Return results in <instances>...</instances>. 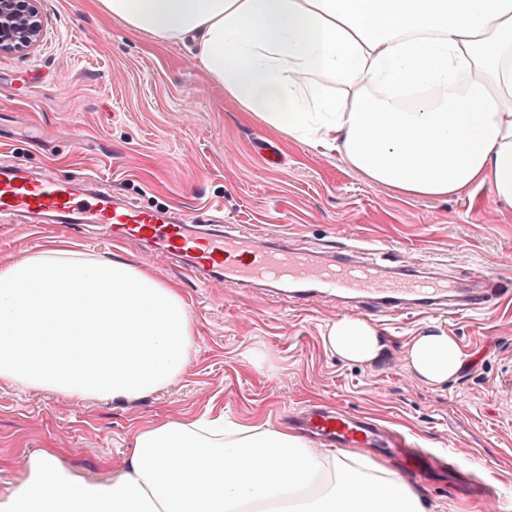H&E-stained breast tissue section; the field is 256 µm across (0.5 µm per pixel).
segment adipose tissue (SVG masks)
<instances>
[{
    "mask_svg": "<svg viewBox=\"0 0 512 512\" xmlns=\"http://www.w3.org/2000/svg\"><path fill=\"white\" fill-rule=\"evenodd\" d=\"M160 41L191 40L211 81L269 128L337 153L375 185L437 199L475 187L512 204V0H96ZM323 342L368 363V322ZM193 324L154 273L58 245L0 266V380L69 398L130 401L184 375ZM464 353L414 337L409 369L442 384ZM427 512L419 492L354 451L321 453L284 427L216 413L141 431L105 481L29 456L0 512Z\"/></svg>",
    "mask_w": 512,
    "mask_h": 512,
    "instance_id": "adipose-tissue-1",
    "label": "adipose tissue"
}]
</instances>
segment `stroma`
Instances as JSON below:
<instances>
[{
	"label": "stroma",
	"mask_w": 512,
	"mask_h": 512,
	"mask_svg": "<svg viewBox=\"0 0 512 512\" xmlns=\"http://www.w3.org/2000/svg\"><path fill=\"white\" fill-rule=\"evenodd\" d=\"M33 47L0 52V166L87 181L142 206L222 217L263 242L331 259L340 242L382 243L387 259L422 276L466 284L474 268L512 271V205L481 187L441 199L411 198L369 183L337 154L325 155L267 128L228 99L194 63L191 42H161L103 14L95 0H39ZM276 147L268 164L257 143ZM86 254L151 268L178 288L195 341L173 386L122 401L69 399L0 382V495L24 460L46 449L85 478L104 480L127 460L143 429L224 410L243 421L290 427V410L324 404L371 417L455 461L454 476L416 487L436 512H512V297L467 314L412 306L363 311L353 294L306 301L256 286L199 282L186 264L138 242L108 238L99 224L64 228L18 215L0 223V264L59 242ZM363 318L384 350L368 364L339 359L326 325ZM442 330L466 358L448 382L430 386L407 367L414 336Z\"/></svg>",
	"instance_id": "35a3bbf8"
}]
</instances>
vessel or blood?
I'll return each instance as SVG.
<instances>
[{
	"instance_id": "vessel-or-blood-1",
	"label": "vessel or blood",
	"mask_w": 512,
	"mask_h": 512,
	"mask_svg": "<svg viewBox=\"0 0 512 512\" xmlns=\"http://www.w3.org/2000/svg\"><path fill=\"white\" fill-rule=\"evenodd\" d=\"M19 213L48 215L59 224L107 225L116 240L137 239L160 256H181L194 274L203 279H232L240 284L261 282L295 284L296 298L308 295V286L322 290L359 294L366 305L387 303L404 297H419L430 308L453 312L479 310L493 298L512 288V277L486 278L474 270V291L451 301L446 286L431 280L386 279L375 265L361 261L370 250L364 240L353 241L335 262L321 263L304 250L291 247L287 239L271 244L253 241L236 230L203 231L192 218L170 210L156 211L137 206L123 197L96 192L52 176H32L22 166L0 169V216ZM302 433L320 436L325 445L362 448L381 442L393 448L407 447L405 438L389 433L370 419L346 411L306 409L296 416Z\"/></svg>"
}]
</instances>
